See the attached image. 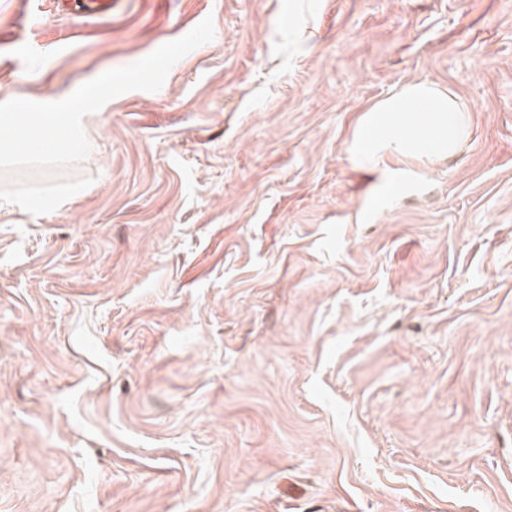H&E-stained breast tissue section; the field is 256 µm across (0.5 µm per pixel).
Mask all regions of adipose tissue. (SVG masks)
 <instances>
[{
    "mask_svg": "<svg viewBox=\"0 0 512 512\" xmlns=\"http://www.w3.org/2000/svg\"><path fill=\"white\" fill-rule=\"evenodd\" d=\"M420 102L430 105V120H422L415 113L414 107ZM464 133L457 97L421 80L404 84L367 108L350 150L370 164L381 163L388 155L432 160L454 153Z\"/></svg>",
    "mask_w": 512,
    "mask_h": 512,
    "instance_id": "ef3b65f1",
    "label": "adipose tissue"
}]
</instances>
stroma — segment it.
I'll use <instances>...</instances> for the list:
<instances>
[{
	"mask_svg": "<svg viewBox=\"0 0 512 512\" xmlns=\"http://www.w3.org/2000/svg\"><path fill=\"white\" fill-rule=\"evenodd\" d=\"M212 18L82 162L0 175V512H512V0H0V100ZM427 79L456 154L349 147ZM57 12H65L74 6L84 18L100 20L112 19V9L119 3L118 0H49Z\"/></svg>",
	"mask_w": 512,
	"mask_h": 512,
	"instance_id": "35a3bbf8",
	"label": "stroma"
}]
</instances>
